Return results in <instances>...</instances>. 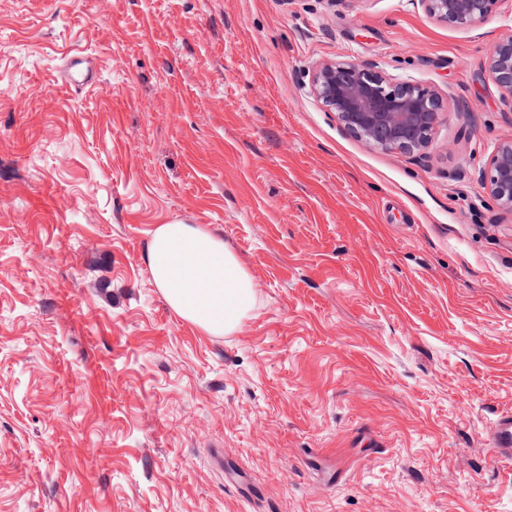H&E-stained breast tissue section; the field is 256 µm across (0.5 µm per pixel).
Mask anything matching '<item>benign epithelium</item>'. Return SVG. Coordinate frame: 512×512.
<instances>
[{"instance_id":"1","label":"benign epithelium","mask_w":512,"mask_h":512,"mask_svg":"<svg viewBox=\"0 0 512 512\" xmlns=\"http://www.w3.org/2000/svg\"><path fill=\"white\" fill-rule=\"evenodd\" d=\"M440 22L475 25L485 21L498 0H420ZM488 69L512 103V32L491 49ZM311 94L344 128L367 146L401 154L419 153L431 144L443 101L425 85L389 77L355 61L323 62L313 72ZM486 193L512 212V140L496 143L480 171Z\"/></svg>"}]
</instances>
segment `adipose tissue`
Returning <instances> with one entry per match:
<instances>
[{
  "label": "adipose tissue",
  "instance_id": "1",
  "mask_svg": "<svg viewBox=\"0 0 512 512\" xmlns=\"http://www.w3.org/2000/svg\"><path fill=\"white\" fill-rule=\"evenodd\" d=\"M144 260L168 306L201 331L232 333L254 308L251 275L215 231L159 225Z\"/></svg>",
  "mask_w": 512,
  "mask_h": 512
}]
</instances>
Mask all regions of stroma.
Returning <instances> with one entry per match:
<instances>
[{
	"instance_id": "stroma-1",
	"label": "stroma",
	"mask_w": 512,
	"mask_h": 512,
	"mask_svg": "<svg viewBox=\"0 0 512 512\" xmlns=\"http://www.w3.org/2000/svg\"><path fill=\"white\" fill-rule=\"evenodd\" d=\"M511 29L512 0L471 26L420 0H0V512H512L486 442L512 213L478 182L512 139L487 68ZM324 60L435 89L426 153L347 132ZM161 224L239 256L236 331L167 305Z\"/></svg>"
}]
</instances>
